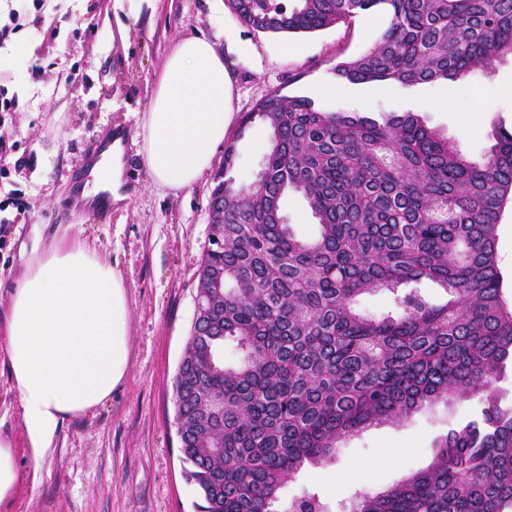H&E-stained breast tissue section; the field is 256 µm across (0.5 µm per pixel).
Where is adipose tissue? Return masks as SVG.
Returning <instances> with one entry per match:
<instances>
[{
	"instance_id": "ef3b65f1",
	"label": "adipose tissue",
	"mask_w": 512,
	"mask_h": 512,
	"mask_svg": "<svg viewBox=\"0 0 512 512\" xmlns=\"http://www.w3.org/2000/svg\"><path fill=\"white\" fill-rule=\"evenodd\" d=\"M229 88L209 40L175 46L143 115L142 150L157 186L190 187L210 168L230 119ZM129 315L121 274L85 241L31 250L0 324V349L34 460L53 453L65 419L101 406L125 380Z\"/></svg>"
}]
</instances>
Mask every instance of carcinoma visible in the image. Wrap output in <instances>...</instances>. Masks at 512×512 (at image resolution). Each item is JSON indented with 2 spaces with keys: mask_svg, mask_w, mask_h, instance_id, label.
Returning a JSON list of instances; mask_svg holds the SVG:
<instances>
[{
  "mask_svg": "<svg viewBox=\"0 0 512 512\" xmlns=\"http://www.w3.org/2000/svg\"><path fill=\"white\" fill-rule=\"evenodd\" d=\"M252 30L313 33L383 8L365 54L336 65L350 83H446L512 58V0H230ZM270 130L260 183L224 180L202 255V295L174 378L183 477L197 512H279L304 465H325L347 437L402 423L439 401L478 400L440 436L431 464L351 512H512V305L496 231L512 202V127L498 122L474 161L416 112H323L270 92L240 121ZM301 194L316 219L303 240L282 214ZM430 280L447 295L418 291ZM223 287H216L217 282ZM388 291L398 313L362 314ZM236 363H224V344ZM286 512H324L316 494Z\"/></svg>",
  "mask_w": 512,
  "mask_h": 512,
  "instance_id": "carcinoma-1",
  "label": "carcinoma"
}]
</instances>
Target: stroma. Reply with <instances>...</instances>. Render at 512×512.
<instances>
[{
    "instance_id": "stroma-1",
    "label": "stroma",
    "mask_w": 512,
    "mask_h": 512,
    "mask_svg": "<svg viewBox=\"0 0 512 512\" xmlns=\"http://www.w3.org/2000/svg\"><path fill=\"white\" fill-rule=\"evenodd\" d=\"M0 321L11 287L34 244L78 236L123 276L130 307V368L103 405L64 423L54 452L34 462L20 404L0 350V437L11 442L20 479L0 512H195L196 487L182 476L173 384L195 309L198 262L208 245L213 170L178 192L158 188L134 139L166 57L189 37L210 40L232 82L226 142L236 147L231 176L251 184L269 141L262 122L239 134L242 116L268 93L311 98L324 112H416L458 141L474 160L492 144L495 120L512 124V60L491 73L406 88L337 80V63L366 53L389 25L378 10L352 25L310 34L253 31L228 0H142L135 14L117 0H0ZM25 46L18 60L15 49ZM335 94H325L326 85ZM127 139L123 163L135 183L112 221L56 220L69 175L83 149L108 128ZM474 401L438 403L400 425L383 424L346 439L332 464L298 474L283 500L310 491L328 512L351 497L391 487L427 467L438 436L466 420Z\"/></svg>"
}]
</instances>
